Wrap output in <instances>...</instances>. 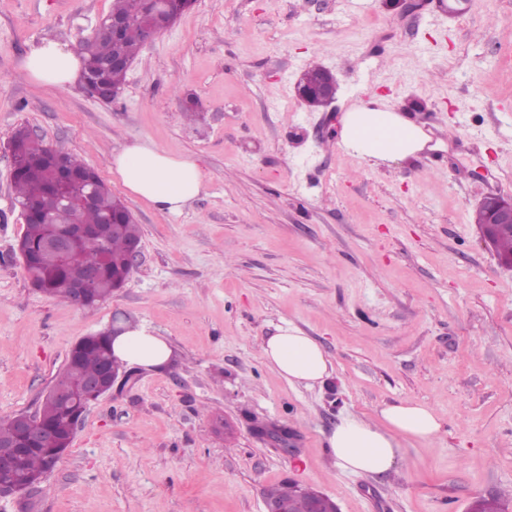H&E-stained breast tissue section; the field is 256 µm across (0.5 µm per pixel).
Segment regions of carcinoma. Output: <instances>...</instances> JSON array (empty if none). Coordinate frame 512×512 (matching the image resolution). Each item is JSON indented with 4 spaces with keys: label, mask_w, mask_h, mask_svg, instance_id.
I'll return each instance as SVG.
<instances>
[{
    "label": "carcinoma",
    "mask_w": 512,
    "mask_h": 512,
    "mask_svg": "<svg viewBox=\"0 0 512 512\" xmlns=\"http://www.w3.org/2000/svg\"><path fill=\"white\" fill-rule=\"evenodd\" d=\"M150 16L139 14L133 17L122 38L116 42L86 41L83 45L84 69L102 78L115 87H122L126 71H100L98 62L109 55L120 54L131 60L135 59L146 36ZM60 157L69 169L75 172H90L88 189L92 190L94 203L84 209L74 210L50 196L48 184L49 159ZM13 157L18 164V174L14 179V199L19 204L37 205L52 212L56 224L30 223L20 238L22 245L32 252V261L25 265V270L32 286L54 298L72 303V281L83 268H94L98 272L97 301L101 302L112 296V289L126 280L124 257L129 240L140 237L136 224H126L124 220L129 212L120 197L103 181L94 168L88 166L75 155L61 148L46 144L43 140L27 141L22 149H13ZM76 222L89 229L112 222L124 223L125 234L111 236L101 240L94 235L88 236L75 252V268L71 271L57 266L51 250V238L55 225ZM112 357V339L104 331L82 338L71 349L63 370L56 378L53 387L68 391L73 399L62 404L47 396L36 418L58 429L59 440L56 447L67 451L74 439V434L66 430L68 422L82 397L87 379L98 375L104 364ZM21 478L32 485H40L45 476V456L42 450L28 452L21 463Z\"/></svg>",
    "instance_id": "1"
}]
</instances>
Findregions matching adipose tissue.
I'll return each mask as SVG.
<instances>
[{
  "mask_svg": "<svg viewBox=\"0 0 512 512\" xmlns=\"http://www.w3.org/2000/svg\"><path fill=\"white\" fill-rule=\"evenodd\" d=\"M20 69L36 83L63 90L79 80L83 62L79 52L46 39L22 59ZM341 139L348 151L372 164L407 160L422 152L430 141L421 125L376 101L345 112ZM110 167L131 194L161 211L180 212L205 189V176L195 158L170 155L149 141L125 144L113 155ZM117 329L112 353L119 362L153 368L172 359L169 340L151 327L121 322ZM262 356L292 383L311 387L324 383L330 375L321 345L289 324L265 340ZM443 425L432 408L403 401L383 409L377 424L342 418L327 443L342 471L359 477L376 476L395 467L400 439L427 442Z\"/></svg>",
  "mask_w": 512,
  "mask_h": 512,
  "instance_id": "ef3b65f1",
  "label": "adipose tissue"
}]
</instances>
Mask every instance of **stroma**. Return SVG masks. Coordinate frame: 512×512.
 <instances>
[{"label":"stroma","mask_w":512,"mask_h":512,"mask_svg":"<svg viewBox=\"0 0 512 512\" xmlns=\"http://www.w3.org/2000/svg\"><path fill=\"white\" fill-rule=\"evenodd\" d=\"M113 0H0V418L39 411L72 347L113 314L150 326L172 362L136 368L93 403L47 482L0 512H264L293 478L340 512H466L512 493V269L480 240L477 205L512 195V0H196L144 43L118 99L29 81L23 56L71 49ZM332 71L335 101L296 95ZM384 99L423 123L418 159L372 165L341 141L353 105ZM78 155L132 212L141 254L93 308L32 287L17 243L13 132ZM149 140L193 156L206 188L181 213L132 196L109 159ZM293 325L331 361L291 384L262 343ZM404 400L435 409L432 441L395 468L343 473L327 437ZM287 427L294 453L254 437Z\"/></svg>","instance_id":"obj_1"}]
</instances>
